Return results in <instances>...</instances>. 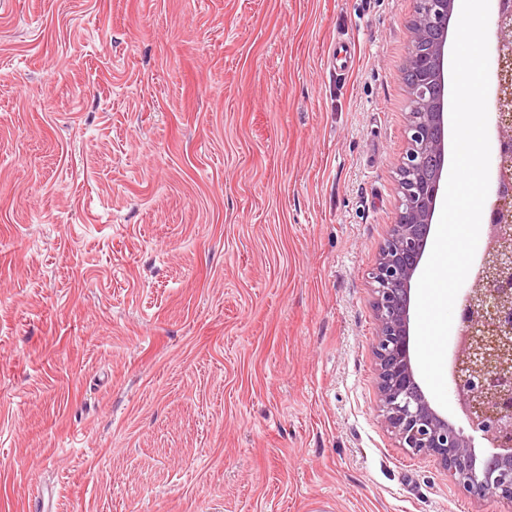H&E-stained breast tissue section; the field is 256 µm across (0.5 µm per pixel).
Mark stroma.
<instances>
[{
  "instance_id": "obj_1",
  "label": "stroma",
  "mask_w": 512,
  "mask_h": 512,
  "mask_svg": "<svg viewBox=\"0 0 512 512\" xmlns=\"http://www.w3.org/2000/svg\"><path fill=\"white\" fill-rule=\"evenodd\" d=\"M410 0H0V512H498L379 413Z\"/></svg>"
}]
</instances>
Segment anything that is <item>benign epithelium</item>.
I'll return each mask as SVG.
<instances>
[{"mask_svg": "<svg viewBox=\"0 0 512 512\" xmlns=\"http://www.w3.org/2000/svg\"><path fill=\"white\" fill-rule=\"evenodd\" d=\"M456 0H412L404 75L413 111L398 168L395 224L369 272L380 412L399 447L435 460L455 483L512 512V0H497L490 37L495 132L488 242L460 305L449 374L468 428L440 413L417 380L410 350L412 287L447 166L448 36ZM487 442L477 465L475 436Z\"/></svg>", "mask_w": 512, "mask_h": 512, "instance_id": "obj_1", "label": "benign epithelium"}]
</instances>
